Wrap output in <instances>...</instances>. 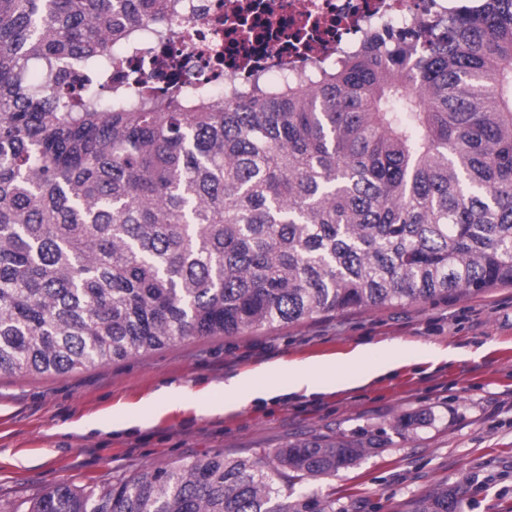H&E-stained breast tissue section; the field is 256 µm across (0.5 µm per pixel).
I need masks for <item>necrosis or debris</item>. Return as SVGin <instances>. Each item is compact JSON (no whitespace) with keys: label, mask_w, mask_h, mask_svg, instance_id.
I'll return each mask as SVG.
<instances>
[{"label":"necrosis or debris","mask_w":512,"mask_h":512,"mask_svg":"<svg viewBox=\"0 0 512 512\" xmlns=\"http://www.w3.org/2000/svg\"><path fill=\"white\" fill-rule=\"evenodd\" d=\"M464 0H183L165 31L141 28L142 78L220 97L288 83L314 60L354 53L377 26L423 29Z\"/></svg>","instance_id":"necrosis-or-debris-1"}]
</instances>
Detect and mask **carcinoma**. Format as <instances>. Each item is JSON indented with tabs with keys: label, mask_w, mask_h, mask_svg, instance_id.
I'll use <instances>...</instances> for the list:
<instances>
[{
	"label": "carcinoma",
	"mask_w": 512,
	"mask_h": 512,
	"mask_svg": "<svg viewBox=\"0 0 512 512\" xmlns=\"http://www.w3.org/2000/svg\"><path fill=\"white\" fill-rule=\"evenodd\" d=\"M177 16L168 0H0V372L63 374L190 337L512 285V0L424 36L373 30L242 97L135 98L72 74ZM389 439L290 441L28 512H335L288 483ZM439 487L409 512H459Z\"/></svg>",
	"instance_id": "obj_1"
}]
</instances>
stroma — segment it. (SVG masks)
Listing matches in <instances>:
<instances>
[{
    "mask_svg": "<svg viewBox=\"0 0 512 512\" xmlns=\"http://www.w3.org/2000/svg\"><path fill=\"white\" fill-rule=\"evenodd\" d=\"M364 348V358L345 363ZM336 362L337 389L253 397L230 378L277 363ZM178 401L159 398L165 387ZM422 411L432 420L400 429ZM387 432L391 444L293 496L335 512H404L467 486L461 512H512V287L452 301L359 310L235 336L188 338L65 374L0 373V512L49 487L108 485L217 453L272 458L297 439Z\"/></svg>",
    "mask_w": 512,
    "mask_h": 512,
    "instance_id": "stroma-1",
    "label": "stroma"
}]
</instances>
